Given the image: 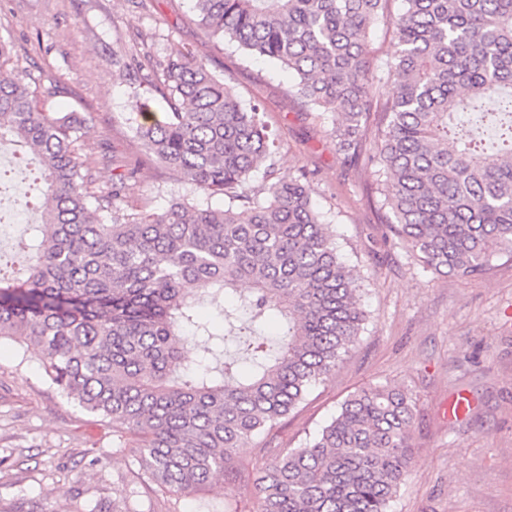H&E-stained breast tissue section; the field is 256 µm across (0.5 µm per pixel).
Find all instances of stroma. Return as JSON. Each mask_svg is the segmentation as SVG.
Wrapping results in <instances>:
<instances>
[{
	"label": "stroma",
	"mask_w": 512,
	"mask_h": 512,
	"mask_svg": "<svg viewBox=\"0 0 512 512\" xmlns=\"http://www.w3.org/2000/svg\"><path fill=\"white\" fill-rule=\"evenodd\" d=\"M400 8L388 0L369 37L380 100L391 91L389 19ZM0 40L10 46L8 72L26 77L46 111L86 116V144L114 158L95 169L100 187H111L117 166L131 170L124 203L136 212L192 192L136 138L146 75L113 66V53L159 61L181 48L224 77L243 105L261 104L280 141L273 168L310 173L322 223L364 279L367 314L344 360L273 432V447H298L351 394L387 382L416 400L410 465L390 512H512V253L496 254L477 277L423 271L390 230L366 161L375 122L346 160L334 114L302 104L286 71L210 36L192 0H0ZM132 467L131 451L112 446L111 421L59 394L35 354L0 341V512H259L242 482L221 477L193 495H137Z\"/></svg>",
	"instance_id": "obj_1"
}]
</instances>
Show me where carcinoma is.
<instances>
[{
  "instance_id": "1",
  "label": "carcinoma",
  "mask_w": 512,
  "mask_h": 512,
  "mask_svg": "<svg viewBox=\"0 0 512 512\" xmlns=\"http://www.w3.org/2000/svg\"><path fill=\"white\" fill-rule=\"evenodd\" d=\"M221 41L295 75L297 96L336 115L339 150L368 156L393 234L422 268L461 278L512 252V0H402L391 18L398 76L388 98L369 35L387 0H194ZM135 134L146 152L224 209L175 201L161 213L116 204L124 182L97 186L86 117L45 112L19 75L0 73V139L31 154L41 194L40 248L23 279L0 268V339L35 352L56 390L112 420V446L134 451L141 484L189 495L228 473L259 440L261 512H389L407 474L413 396L390 385L351 394L298 448L266 438L327 378L364 329L362 278L341 259L311 203L306 172L257 191L250 174L278 150L264 112L182 49L165 62ZM278 324L276 338L261 331ZM235 333L220 354L211 341ZM201 339L195 365L181 354Z\"/></svg>"
}]
</instances>
